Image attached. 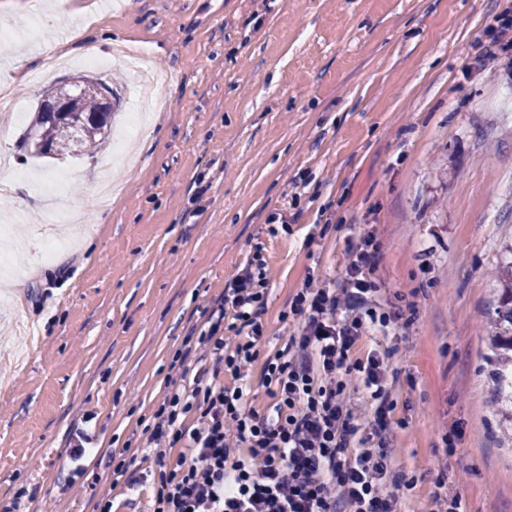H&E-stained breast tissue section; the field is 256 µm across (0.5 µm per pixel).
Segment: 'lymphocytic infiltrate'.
Here are the masks:
<instances>
[{
	"label": "lymphocytic infiltrate",
	"instance_id": "1",
	"mask_svg": "<svg viewBox=\"0 0 512 512\" xmlns=\"http://www.w3.org/2000/svg\"><path fill=\"white\" fill-rule=\"evenodd\" d=\"M347 253L341 287L305 281L290 306L297 328L280 348L266 349L271 277L259 253L207 329L187 336L144 428L147 448L166 462L152 512H397L387 356L373 349L358 358L354 349L374 328L406 330L413 319L382 308L374 234ZM257 364L269 399L261 408L250 385ZM354 377L369 391L364 414L347 395Z\"/></svg>",
	"mask_w": 512,
	"mask_h": 512
}]
</instances>
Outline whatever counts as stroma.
Listing matches in <instances>:
<instances>
[{"mask_svg": "<svg viewBox=\"0 0 512 512\" xmlns=\"http://www.w3.org/2000/svg\"><path fill=\"white\" fill-rule=\"evenodd\" d=\"M0 83L31 115L44 91L87 71L114 79L117 127L135 76L85 69L103 34L146 49L169 74L132 151L29 156L24 124L0 137L10 255L0 290V503L28 512H151L159 462L144 423L201 305L223 298L262 252L272 270L263 316L271 347L308 276L341 283L361 232L380 244L376 276L412 303L408 333L373 334L390 351L399 512H432L436 493L466 512H512V445L498 427L486 359L500 294L492 272L512 243V0H11ZM76 52L21 69L41 39ZM97 436L94 488L65 490L69 443ZM453 439L446 449L445 439ZM141 483L113 485L114 456ZM445 485H438L441 474Z\"/></svg>", "mask_w": 512, "mask_h": 512, "instance_id": "35a3bbf8", "label": "stroma"}]
</instances>
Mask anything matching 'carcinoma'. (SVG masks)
Returning <instances> with one entry per match:
<instances>
[{
  "label": "carcinoma",
  "mask_w": 512,
  "mask_h": 512,
  "mask_svg": "<svg viewBox=\"0 0 512 512\" xmlns=\"http://www.w3.org/2000/svg\"><path fill=\"white\" fill-rule=\"evenodd\" d=\"M70 83L77 86L68 101L69 121L76 127L75 137L62 135L57 123L39 107L24 135V145L31 148V155L43 156L42 148L46 147L53 155L89 156L105 142L112 122L108 121L109 113L103 111L104 94L115 100L117 90L101 79L87 75L74 76ZM496 276L503 288L495 310L497 332L491 340L495 353H507L505 365L512 366V261L502 265Z\"/></svg>",
  "instance_id": "1"
}]
</instances>
